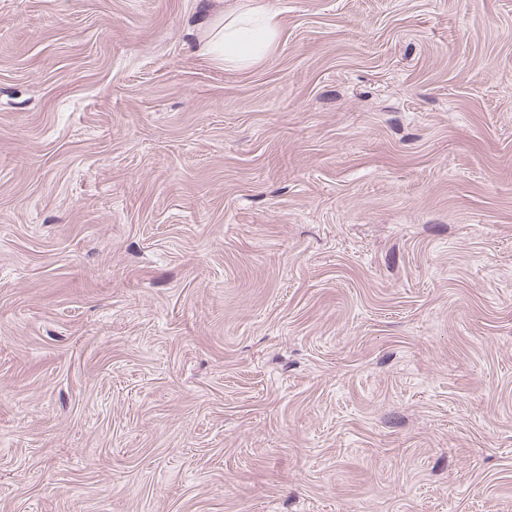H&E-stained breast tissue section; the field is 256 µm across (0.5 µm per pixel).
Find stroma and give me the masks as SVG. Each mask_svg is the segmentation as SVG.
Returning <instances> with one entry per match:
<instances>
[{
  "instance_id": "1",
  "label": "stroma",
  "mask_w": 512,
  "mask_h": 512,
  "mask_svg": "<svg viewBox=\"0 0 512 512\" xmlns=\"http://www.w3.org/2000/svg\"><path fill=\"white\" fill-rule=\"evenodd\" d=\"M0 0V512H512V0ZM203 27L205 53L226 68L244 69L262 62L271 53L279 20L264 4H256L235 17L220 11Z\"/></svg>"
}]
</instances>
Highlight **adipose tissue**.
Listing matches in <instances>:
<instances>
[{
	"mask_svg": "<svg viewBox=\"0 0 512 512\" xmlns=\"http://www.w3.org/2000/svg\"><path fill=\"white\" fill-rule=\"evenodd\" d=\"M278 30L276 13L262 4L237 16L220 12L204 24V51L224 67L249 68L271 53Z\"/></svg>",
	"mask_w": 512,
	"mask_h": 512,
	"instance_id": "adipose-tissue-1",
	"label": "adipose tissue"
}]
</instances>
